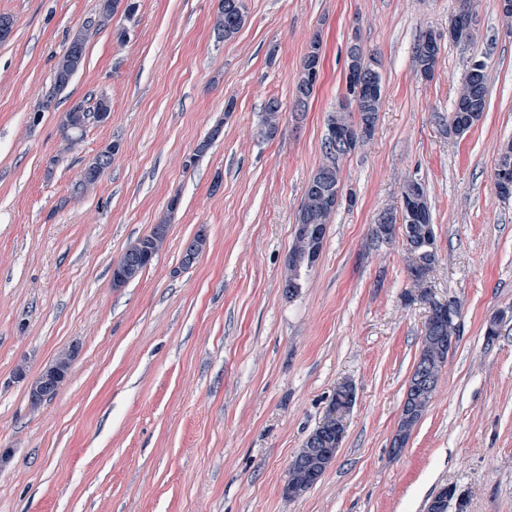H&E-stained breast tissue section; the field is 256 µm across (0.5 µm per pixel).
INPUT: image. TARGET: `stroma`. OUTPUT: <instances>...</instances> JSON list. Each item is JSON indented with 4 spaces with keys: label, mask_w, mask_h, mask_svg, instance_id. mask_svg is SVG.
<instances>
[{
    "label": "stroma",
    "mask_w": 512,
    "mask_h": 512,
    "mask_svg": "<svg viewBox=\"0 0 512 512\" xmlns=\"http://www.w3.org/2000/svg\"><path fill=\"white\" fill-rule=\"evenodd\" d=\"M101 3L0 0L13 20L0 42V512H427L446 486L467 512H512V201L493 181L512 139V28L496 0H472L465 43L447 38L455 0H248L227 42L213 35L218 0H138L127 39L98 33L53 93L57 58ZM428 31L442 42L425 81L412 59ZM316 37L320 77L298 112ZM355 42L382 61L381 109L340 161L336 213L290 297L298 212ZM475 59L486 109L459 137L448 114ZM102 92L111 120L68 145L62 114ZM272 99L282 122L268 138ZM112 143L97 186L75 193ZM408 177L433 216L429 285L460 303L461 333L396 455L428 306L408 294L401 238L378 245L371 230ZM163 219V249L113 287V262ZM200 233L204 250L182 266ZM71 346L58 392L32 405L18 369L35 376ZM345 382L355 401L343 444L288 498L289 463Z\"/></svg>",
    "instance_id": "stroma-1"
}]
</instances>
